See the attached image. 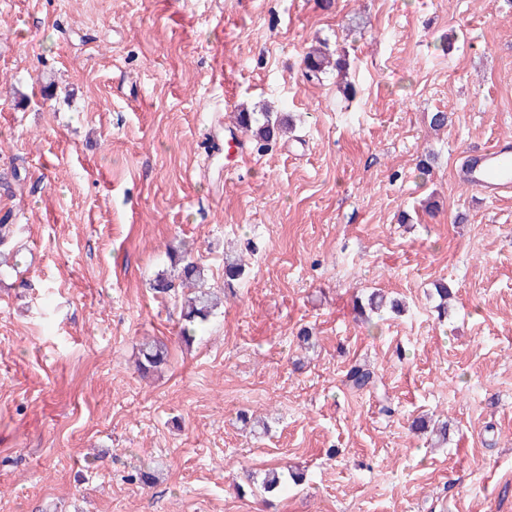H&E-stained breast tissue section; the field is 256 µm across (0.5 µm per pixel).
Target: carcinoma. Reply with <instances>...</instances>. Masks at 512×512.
Segmentation results:
<instances>
[{
	"instance_id": "cac0c4a2",
	"label": "carcinoma",
	"mask_w": 512,
	"mask_h": 512,
	"mask_svg": "<svg viewBox=\"0 0 512 512\" xmlns=\"http://www.w3.org/2000/svg\"><path fill=\"white\" fill-rule=\"evenodd\" d=\"M305 77L308 80L319 79L333 70L338 72L344 69V60L333 57L323 45L312 46L304 57ZM235 125L246 132H251L254 140L267 142L286 129L285 116L275 112H238L235 114ZM181 267L173 270L170 276L157 277L152 288L159 292L181 289V317L184 325L180 328L181 337L191 342L196 335L203 331L209 317L218 308L219 297L212 288L207 286V276L204 266L196 261L186 260L185 256L177 257ZM244 274L242 260L227 257L224 259V287L230 288L233 282L239 280ZM398 310L400 304L396 300L387 301L380 291L372 292L367 298V306L360 307L365 320H371L366 312L377 313L385 306ZM167 362V350L159 342L145 341L140 345L138 369L143 373L155 370ZM346 384L361 390L374 385V375L369 369L354 365L346 373ZM297 479V476L290 477ZM284 472L276 468L264 472L260 482H255L254 475L247 474L248 484H258L261 490L268 494H276L288 485Z\"/></svg>"
}]
</instances>
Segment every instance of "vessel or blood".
Listing matches in <instances>:
<instances>
[{"label":"vessel or blood","instance_id":"vessel-or-blood-1","mask_svg":"<svg viewBox=\"0 0 512 512\" xmlns=\"http://www.w3.org/2000/svg\"><path fill=\"white\" fill-rule=\"evenodd\" d=\"M460 178L477 190L492 196L512 193V142H499L466 154Z\"/></svg>","mask_w":512,"mask_h":512}]
</instances>
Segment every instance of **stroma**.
Returning a JSON list of instances; mask_svg holds the SVG:
<instances>
[{"mask_svg": "<svg viewBox=\"0 0 512 512\" xmlns=\"http://www.w3.org/2000/svg\"><path fill=\"white\" fill-rule=\"evenodd\" d=\"M319 41L355 98L304 77ZM245 108L293 128L225 162ZM507 137L512 0H0V512H502L512 195L456 173ZM182 247L224 291L190 345L151 288ZM376 288L405 310L370 325ZM146 339L168 362L144 377ZM245 468L305 480L269 506Z\"/></svg>", "mask_w": 512, "mask_h": 512, "instance_id": "35a3bbf8", "label": "stroma"}]
</instances>
